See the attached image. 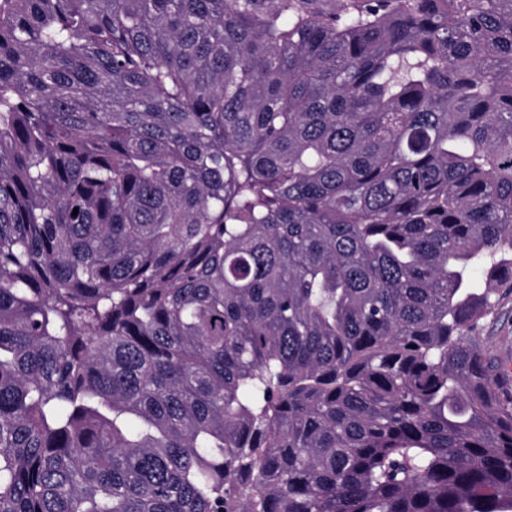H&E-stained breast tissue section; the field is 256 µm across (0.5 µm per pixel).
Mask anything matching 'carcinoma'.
I'll return each instance as SVG.
<instances>
[{
  "label": "carcinoma",
  "mask_w": 512,
  "mask_h": 512,
  "mask_svg": "<svg viewBox=\"0 0 512 512\" xmlns=\"http://www.w3.org/2000/svg\"><path fill=\"white\" fill-rule=\"evenodd\" d=\"M511 295L512 0H0V512H512ZM475 336L483 351L496 356L500 379L501 376H506V370L511 365L509 379L512 381V295L487 319L486 325ZM505 379V382H508L507 376Z\"/></svg>",
  "instance_id": "cac0c4a2"
}]
</instances>
